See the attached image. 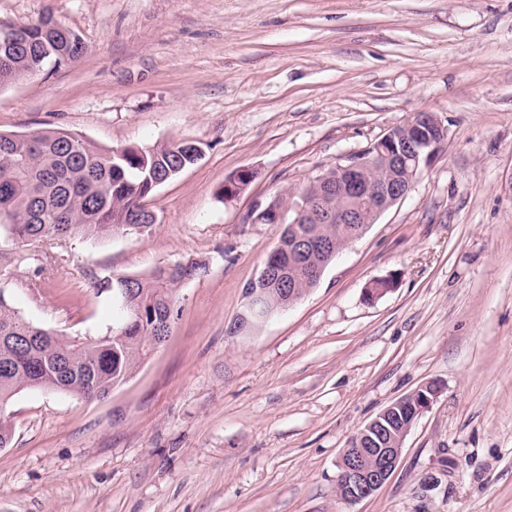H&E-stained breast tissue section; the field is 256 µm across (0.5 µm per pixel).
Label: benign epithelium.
<instances>
[{
	"label": "benign epithelium",
	"mask_w": 512,
	"mask_h": 512,
	"mask_svg": "<svg viewBox=\"0 0 512 512\" xmlns=\"http://www.w3.org/2000/svg\"><path fill=\"white\" fill-rule=\"evenodd\" d=\"M446 137L447 129L441 121L431 113H421L310 179L293 205L281 203L276 196L266 205L248 211L244 223H258L255 212L264 209L274 217V223L285 224L293 212L296 224H347L348 239L354 242L385 211L407 196ZM293 245L304 254L327 247L309 235L300 234ZM414 393L421 397L412 404L408 423L397 436L384 439L380 420L375 417L343 449L338 479L348 491V495L341 497L344 502L357 503L373 496L396 470L408 433L437 397L439 386L428 382Z\"/></svg>",
	"instance_id": "1"
}]
</instances>
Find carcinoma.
I'll list each match as a JSON object with an SVG mask.
<instances>
[{
  "instance_id": "carcinoma-1",
  "label": "carcinoma",
  "mask_w": 512,
  "mask_h": 512,
  "mask_svg": "<svg viewBox=\"0 0 512 512\" xmlns=\"http://www.w3.org/2000/svg\"><path fill=\"white\" fill-rule=\"evenodd\" d=\"M84 52L80 37L51 15L38 20L35 31H21L16 40L0 36V88L39 75L47 63L63 65ZM194 144L178 142L153 148L103 149L62 130L30 135L0 132V230L26 245L73 234L102 238L118 232L150 229L146 201L157 187L195 163ZM243 170L228 179L226 197L251 180ZM291 224H286L268 255L288 271L287 281L266 283L256 277L249 288L266 289L265 309H282L283 289L301 295L315 287L313 278L296 276L290 264ZM338 246L346 242L341 224H299ZM199 266L176 263L155 269L148 277H118L103 288L129 281L130 308L139 321L127 322L120 336L67 338L19 315L0 295V414L21 390L38 387L94 399L107 395L129 378L156 351L154 339L170 336L179 315L178 286L195 278Z\"/></svg>"
}]
</instances>
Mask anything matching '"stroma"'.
<instances>
[{
    "instance_id": "35a3bbf8",
    "label": "stroma",
    "mask_w": 512,
    "mask_h": 512,
    "mask_svg": "<svg viewBox=\"0 0 512 512\" xmlns=\"http://www.w3.org/2000/svg\"><path fill=\"white\" fill-rule=\"evenodd\" d=\"M47 12L85 52L0 89L1 132L202 156L153 192L148 231L1 235L19 261L0 293L93 337L123 318L104 280L203 272L179 287L167 342L108 395L9 402L0 512H512V0H0L2 21ZM421 112L448 133L407 196L302 299L229 335L281 233L244 215ZM431 381L393 475L343 502L349 439Z\"/></svg>"
}]
</instances>
